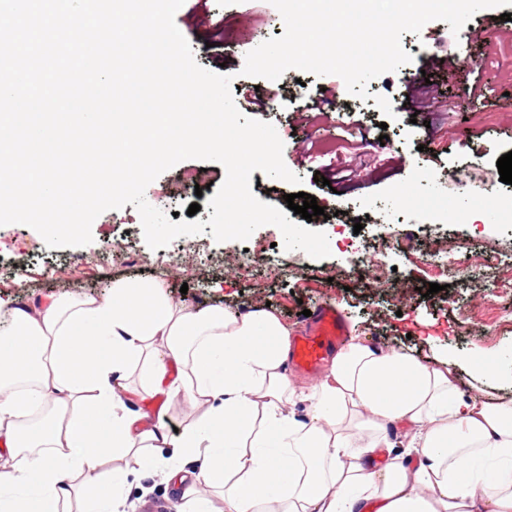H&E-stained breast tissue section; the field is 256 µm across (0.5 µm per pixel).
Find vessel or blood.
Returning a JSON list of instances; mask_svg holds the SVG:
<instances>
[{
  "label": "vessel or blood",
  "mask_w": 512,
  "mask_h": 512,
  "mask_svg": "<svg viewBox=\"0 0 512 512\" xmlns=\"http://www.w3.org/2000/svg\"><path fill=\"white\" fill-rule=\"evenodd\" d=\"M345 334L346 326L335 307L325 306L313 312L305 332L293 345L294 369L318 373L326 355L342 342Z\"/></svg>",
  "instance_id": "vessel-or-blood-1"
}]
</instances>
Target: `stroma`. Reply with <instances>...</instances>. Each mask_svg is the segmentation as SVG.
I'll return each mask as SVG.
<instances>
[{"label":"stroma","instance_id":"stroma-1","mask_svg":"<svg viewBox=\"0 0 512 512\" xmlns=\"http://www.w3.org/2000/svg\"><path fill=\"white\" fill-rule=\"evenodd\" d=\"M498 10L478 11L452 33L432 21L420 33H406L402 46L410 63L368 85L369 99L346 94L335 76L288 70L282 94L263 115L284 143L283 161L302 178L301 187L253 171L252 192L262 202L286 208L294 191L315 196L322 215L310 227L337 240L330 257L315 260L285 250L281 231L258 228L244 242L215 241L210 233L182 236L151 249L133 205L108 210L93 225V241L82 247L47 248L41 235L22 224L0 226V305L105 294L113 281L166 280L176 301L204 307L220 304L244 312L269 304L293 336L305 330L304 310L336 306L350 334L432 361L442 351L460 364L458 387L512 397V385L475 376L468 364L486 349L512 351V215L483 196L498 182V159L512 151V36L499 28ZM175 23L197 63L213 73L246 81V54L282 36L283 21L270 0H185ZM431 74L434 93L449 91L457 109L448 114L416 112L406 103L411 83ZM486 83V97L472 99L474 79ZM335 86L350 110L301 119L296 108L322 84ZM389 99L385 119L375 96ZM189 169L209 174L202 192L179 187ZM324 183H316V176ZM225 179L216 162L187 159L162 173L153 188L173 185L152 206L186 220L199 204L198 220ZM451 243L447 272L431 260ZM259 248L250 268L238 258ZM377 254L381 267L360 264L358 251ZM441 291L422 296V288ZM123 512H185L181 489L161 473L145 471L128 482Z\"/></svg>","mask_w":512,"mask_h":512}]
</instances>
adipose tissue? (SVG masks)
Returning <instances> with one entry per match:
<instances>
[{
	"label": "adipose tissue",
	"instance_id": "obj_1",
	"mask_svg": "<svg viewBox=\"0 0 512 512\" xmlns=\"http://www.w3.org/2000/svg\"><path fill=\"white\" fill-rule=\"evenodd\" d=\"M290 336L270 309L190 307L156 280L0 309V512H118L104 467L127 457L185 485L187 512H207L206 488L225 512H512L511 398L462 394L447 354L427 364L359 336L301 394ZM142 395L201 416L169 434L133 409ZM391 425L407 458L379 456Z\"/></svg>",
	"mask_w": 512,
	"mask_h": 512
}]
</instances>
